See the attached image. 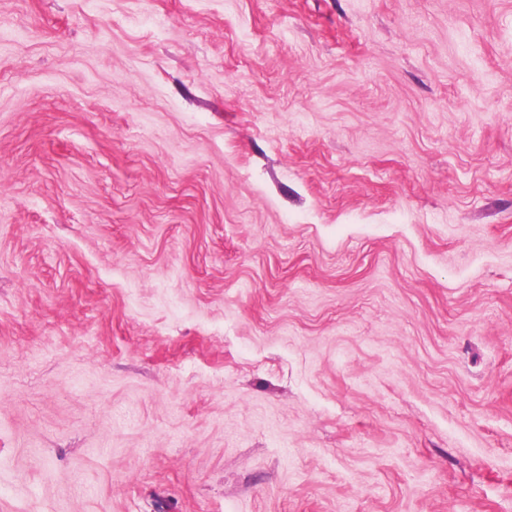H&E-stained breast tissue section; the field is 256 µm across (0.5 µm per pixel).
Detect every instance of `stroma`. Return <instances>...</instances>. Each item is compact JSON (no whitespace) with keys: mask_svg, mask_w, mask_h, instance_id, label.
Instances as JSON below:
<instances>
[{"mask_svg":"<svg viewBox=\"0 0 512 512\" xmlns=\"http://www.w3.org/2000/svg\"><path fill=\"white\" fill-rule=\"evenodd\" d=\"M0 512H512V0H0Z\"/></svg>","mask_w":512,"mask_h":512,"instance_id":"stroma-1","label":"stroma"}]
</instances>
